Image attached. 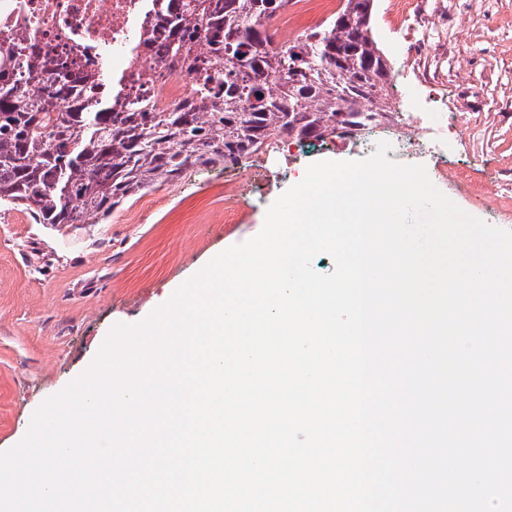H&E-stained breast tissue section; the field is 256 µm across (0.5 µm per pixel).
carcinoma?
<instances>
[{"label": "carcinoma", "instance_id": "obj_1", "mask_svg": "<svg viewBox=\"0 0 512 512\" xmlns=\"http://www.w3.org/2000/svg\"><path fill=\"white\" fill-rule=\"evenodd\" d=\"M288 0H175L173 59L197 96L169 112L131 98L112 111V78L79 75L73 59L26 37L0 53V205L37 224H98L119 205L194 167L236 164L287 136L350 137L392 111L387 61L372 36L374 0H343L323 24L272 48L268 19ZM209 14L211 38L191 55L189 27ZM224 86L209 87L211 75ZM280 83L271 87L269 74ZM39 84L42 93L28 87ZM65 102L68 108L57 110Z\"/></svg>", "mask_w": 512, "mask_h": 512}]
</instances>
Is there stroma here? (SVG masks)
<instances>
[{
	"instance_id": "obj_1",
	"label": "stroma",
	"mask_w": 512,
	"mask_h": 512,
	"mask_svg": "<svg viewBox=\"0 0 512 512\" xmlns=\"http://www.w3.org/2000/svg\"><path fill=\"white\" fill-rule=\"evenodd\" d=\"M394 111L456 117L448 172L435 186L477 218L494 198L512 231V0H375ZM351 138L306 141L224 221V167L155 184L100 224L52 228L0 206V451L26 435L42 402L91 365L111 329L135 324L216 255L262 229L268 208L310 163L362 159Z\"/></svg>"
}]
</instances>
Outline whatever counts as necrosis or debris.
I'll list each match as a JSON object with an SVG mask.
<instances>
[{"label": "necrosis or debris", "mask_w": 512, "mask_h": 512, "mask_svg": "<svg viewBox=\"0 0 512 512\" xmlns=\"http://www.w3.org/2000/svg\"><path fill=\"white\" fill-rule=\"evenodd\" d=\"M169 0H0V23L34 37L56 53L76 58L84 72L102 69L119 100L140 97L167 112L192 97L195 75L166 52ZM339 0H301L294 16L271 25L283 31L275 48L287 47L309 24L334 13Z\"/></svg>", "instance_id": "4bbe7bcc"}]
</instances>
